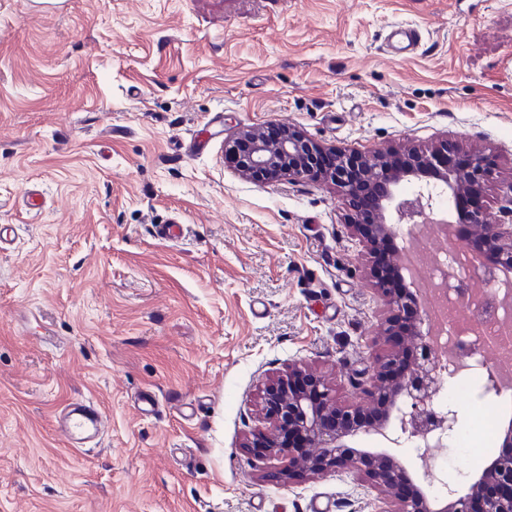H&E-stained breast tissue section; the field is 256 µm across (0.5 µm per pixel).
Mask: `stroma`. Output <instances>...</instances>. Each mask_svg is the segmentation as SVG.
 <instances>
[{"mask_svg":"<svg viewBox=\"0 0 512 512\" xmlns=\"http://www.w3.org/2000/svg\"><path fill=\"white\" fill-rule=\"evenodd\" d=\"M397 26L419 28L413 54L389 53ZM510 66L512 0H0V512H383L350 475L272 483L245 446L290 364L362 400L384 309L342 193L240 176L224 141L274 124L348 152L450 142L491 156L495 219ZM458 380L465 432L497 397ZM88 400L107 429L70 447L55 419ZM487 463L458 436L431 461L462 492Z\"/></svg>","mask_w":512,"mask_h":512,"instance_id":"obj_1","label":"stroma"}]
</instances>
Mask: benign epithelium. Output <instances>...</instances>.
I'll list each match as a JSON object with an SVG mask.
<instances>
[{"label": "benign epithelium", "instance_id": "obj_1", "mask_svg": "<svg viewBox=\"0 0 512 512\" xmlns=\"http://www.w3.org/2000/svg\"><path fill=\"white\" fill-rule=\"evenodd\" d=\"M263 132L242 129L225 141V152L237 158L234 170L262 182L284 176L334 182L348 201L351 228L372 252L433 212L438 184L456 199L490 173V159L479 152L468 155L466 165L448 168V156L456 152L448 144L404 153L397 160L386 152L363 156L338 151L336 168L323 173L315 163L323 146L289 127L275 140L266 139ZM411 181L418 185L417 192L399 194L402 183ZM500 213L501 223L490 224L479 204L459 213V222L469 225L486 245L487 262L501 273L498 283L512 284V187L503 195ZM392 267L402 287L393 288L381 277L374 288L387 310L383 335L389 348L370 385L355 382L369 397V406L337 402L323 375L301 364L290 365L263 391V411L272 429L253 436L247 447L259 457L279 462L272 477L285 485L321 473L353 474L391 505L388 512H475V499L489 483L498 493L482 499L481 512H512V422L501 429L499 455L472 477L464 494L425 460L421 473L414 475L395 458L350 444L364 436L398 446L405 437L427 448H442L459 424L458 410L444 403L445 379L457 372H438L424 319L417 314L404 334L395 330L398 320L417 308V300L401 254L395 255ZM439 484L446 489L441 497L432 492Z\"/></svg>", "mask_w": 512, "mask_h": 512}]
</instances>
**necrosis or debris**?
Wrapping results in <instances>:
<instances>
[{
  "mask_svg": "<svg viewBox=\"0 0 512 512\" xmlns=\"http://www.w3.org/2000/svg\"><path fill=\"white\" fill-rule=\"evenodd\" d=\"M416 267L435 287L429 312L434 351L442 353L444 362L460 359L478 369L488 343L512 332V302L492 291L494 272L462 248L420 257Z\"/></svg>",
  "mask_w": 512,
  "mask_h": 512,
  "instance_id": "obj_1",
  "label": "necrosis or debris"
}]
</instances>
